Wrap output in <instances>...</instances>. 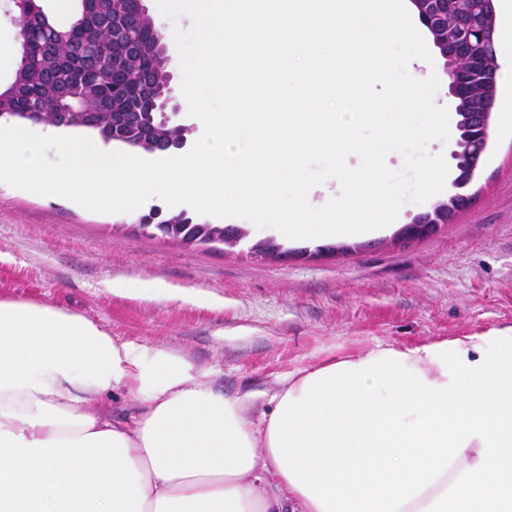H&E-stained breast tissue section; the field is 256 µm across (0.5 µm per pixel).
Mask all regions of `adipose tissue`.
Wrapping results in <instances>:
<instances>
[{"instance_id": "adipose-tissue-1", "label": "adipose tissue", "mask_w": 512, "mask_h": 512, "mask_svg": "<svg viewBox=\"0 0 512 512\" xmlns=\"http://www.w3.org/2000/svg\"><path fill=\"white\" fill-rule=\"evenodd\" d=\"M117 390L125 423L95 404ZM224 396L182 356L0 299V512H512V326Z\"/></svg>"}]
</instances>
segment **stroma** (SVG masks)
<instances>
[{"label":"stroma","mask_w":512,"mask_h":512,"mask_svg":"<svg viewBox=\"0 0 512 512\" xmlns=\"http://www.w3.org/2000/svg\"><path fill=\"white\" fill-rule=\"evenodd\" d=\"M169 122L187 145L203 128L169 62ZM491 141L469 204L415 240L399 232L452 185L366 238L291 239L233 220L236 244L193 245L142 230L143 211L97 213L0 182V298L84 315L140 351L183 356L234 397L274 393L295 371L379 346H415L512 325V69L500 65ZM274 240L281 256L251 254ZM133 281L136 294L114 291Z\"/></svg>","instance_id":"stroma-1"}]
</instances>
